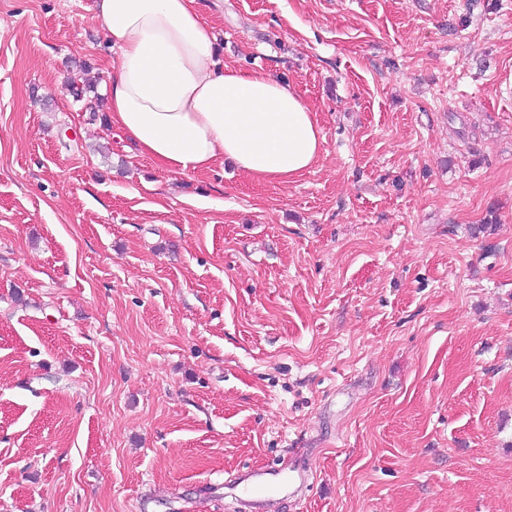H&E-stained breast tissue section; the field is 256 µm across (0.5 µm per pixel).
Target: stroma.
<instances>
[{"instance_id": "35a3bbf8", "label": "stroma", "mask_w": 512, "mask_h": 512, "mask_svg": "<svg viewBox=\"0 0 512 512\" xmlns=\"http://www.w3.org/2000/svg\"><path fill=\"white\" fill-rule=\"evenodd\" d=\"M199 8L315 112L293 181L158 169L74 98L94 0H0V512H236L295 448L268 512H512V0ZM286 466L279 468H266V469H251L243 473L239 477V482L233 488L237 492L239 501L245 509H260L263 505L257 495L262 491L277 489L279 484L283 481H288V484L299 487L305 480V474L299 470H290L292 473L288 475L285 480L282 477V472Z\"/></svg>"}]
</instances>
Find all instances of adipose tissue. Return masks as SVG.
<instances>
[{
	"mask_svg": "<svg viewBox=\"0 0 512 512\" xmlns=\"http://www.w3.org/2000/svg\"><path fill=\"white\" fill-rule=\"evenodd\" d=\"M94 12L115 53L107 121L160 169L228 161L253 181L285 183L318 159L314 112L268 72L220 63L197 0H95Z\"/></svg>",
	"mask_w": 512,
	"mask_h": 512,
	"instance_id": "adipose-tissue-1",
	"label": "adipose tissue"
}]
</instances>
